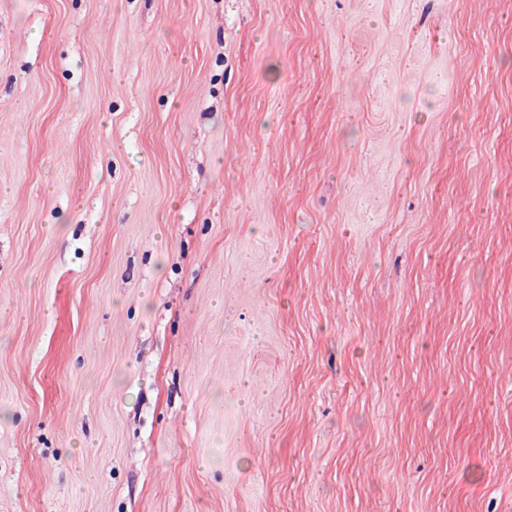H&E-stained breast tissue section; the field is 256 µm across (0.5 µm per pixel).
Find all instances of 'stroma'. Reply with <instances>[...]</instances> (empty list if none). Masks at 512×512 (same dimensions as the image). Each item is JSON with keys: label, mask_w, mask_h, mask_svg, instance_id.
Instances as JSON below:
<instances>
[{"label": "stroma", "mask_w": 512, "mask_h": 512, "mask_svg": "<svg viewBox=\"0 0 512 512\" xmlns=\"http://www.w3.org/2000/svg\"><path fill=\"white\" fill-rule=\"evenodd\" d=\"M0 512H512V0H0Z\"/></svg>", "instance_id": "obj_1"}]
</instances>
